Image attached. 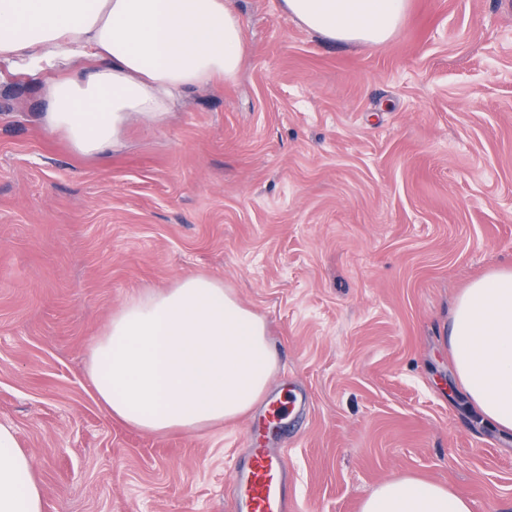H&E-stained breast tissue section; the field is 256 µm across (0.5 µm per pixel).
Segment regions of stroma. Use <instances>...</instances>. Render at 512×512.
Here are the masks:
<instances>
[{"label":"stroma","instance_id":"obj_1","mask_svg":"<svg viewBox=\"0 0 512 512\" xmlns=\"http://www.w3.org/2000/svg\"><path fill=\"white\" fill-rule=\"evenodd\" d=\"M233 8L238 77L98 157L46 123L50 73L0 62V422L43 512H230L255 447L287 454L295 512H360L403 475L512 512V434L469 407L446 340L464 288L512 263V0H409L377 47L281 0ZM196 275L264 321L263 402L200 432L112 419L91 342Z\"/></svg>","mask_w":512,"mask_h":512}]
</instances>
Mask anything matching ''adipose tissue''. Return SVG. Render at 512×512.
<instances>
[{"instance_id":"ef3b65f1","label":"adipose tissue","mask_w":512,"mask_h":512,"mask_svg":"<svg viewBox=\"0 0 512 512\" xmlns=\"http://www.w3.org/2000/svg\"><path fill=\"white\" fill-rule=\"evenodd\" d=\"M408 0H282L327 39L368 46L395 32ZM232 0H0V60L62 69L45 119L85 155L111 148L128 116L159 119L179 94L237 78ZM457 378L482 421L512 432V267L470 283L448 323ZM276 354L264 322L222 283L190 276L125 302L90 347L87 374L110 415L139 430L195 432L237 419L266 393ZM0 512H43L42 488L12 426L0 423ZM361 512H471L412 476L385 481Z\"/></svg>"}]
</instances>
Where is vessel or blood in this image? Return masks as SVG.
<instances>
[{
    "label": "vessel or blood",
    "mask_w": 512,
    "mask_h": 512,
    "mask_svg": "<svg viewBox=\"0 0 512 512\" xmlns=\"http://www.w3.org/2000/svg\"><path fill=\"white\" fill-rule=\"evenodd\" d=\"M231 512H291L283 450L252 448L231 477Z\"/></svg>",
    "instance_id": "1"
}]
</instances>
